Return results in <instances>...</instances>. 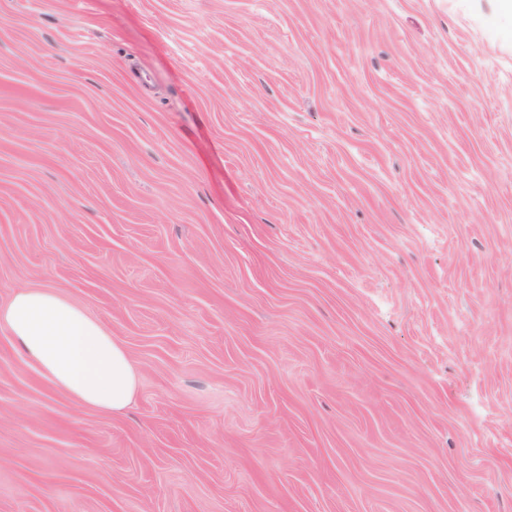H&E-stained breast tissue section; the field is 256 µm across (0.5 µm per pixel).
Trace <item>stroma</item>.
I'll use <instances>...</instances> for the list:
<instances>
[{
  "instance_id": "stroma-1",
  "label": "stroma",
  "mask_w": 512,
  "mask_h": 512,
  "mask_svg": "<svg viewBox=\"0 0 512 512\" xmlns=\"http://www.w3.org/2000/svg\"><path fill=\"white\" fill-rule=\"evenodd\" d=\"M494 0H0V512H512V18ZM0 328L77 404L118 412L132 401L138 377L128 351L79 302L50 288H20L0 305Z\"/></svg>"
}]
</instances>
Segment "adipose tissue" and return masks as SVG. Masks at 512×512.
<instances>
[{
  "label": "adipose tissue",
  "instance_id": "obj_1",
  "mask_svg": "<svg viewBox=\"0 0 512 512\" xmlns=\"http://www.w3.org/2000/svg\"><path fill=\"white\" fill-rule=\"evenodd\" d=\"M0 328L77 404L118 412L132 401L138 377L128 351L79 302L49 288H21L0 305Z\"/></svg>",
  "mask_w": 512,
  "mask_h": 512
}]
</instances>
